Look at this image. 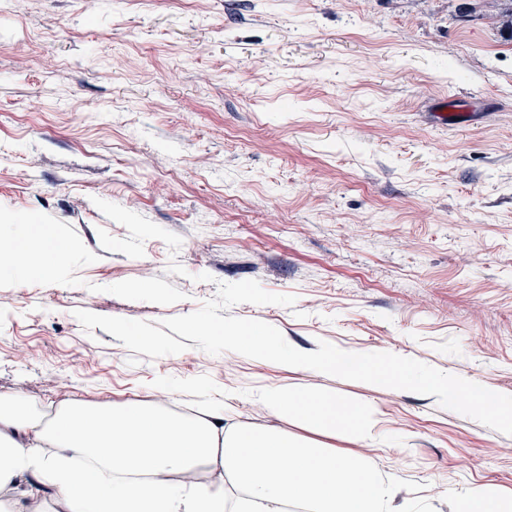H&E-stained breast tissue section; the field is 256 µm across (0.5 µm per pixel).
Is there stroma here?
<instances>
[{"mask_svg":"<svg viewBox=\"0 0 512 512\" xmlns=\"http://www.w3.org/2000/svg\"><path fill=\"white\" fill-rule=\"evenodd\" d=\"M507 0H0V212L76 244L68 275L0 276V393L308 431L257 400L320 387L373 408L366 457L428 512L512 493V435L435 397L197 348L128 350L76 310L158 324L221 283L302 352H390L512 395ZM479 97L474 123L434 100ZM185 275L170 274L171 262ZM210 274L207 282L199 274ZM473 111L457 99L444 97L436 103L435 112L432 114V123L442 128L467 125L478 113Z\"/></svg>","mask_w":512,"mask_h":512,"instance_id":"1","label":"stroma"}]
</instances>
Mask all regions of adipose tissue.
Here are the masks:
<instances>
[{
	"instance_id": "adipose-tissue-1",
	"label": "adipose tissue",
	"mask_w": 512,
	"mask_h": 512,
	"mask_svg": "<svg viewBox=\"0 0 512 512\" xmlns=\"http://www.w3.org/2000/svg\"><path fill=\"white\" fill-rule=\"evenodd\" d=\"M0 276L29 284L38 263L64 274L73 242L51 224L8 220ZM261 405L306 429L374 442L377 421L331 393L262 387ZM394 483L361 455L246 425L224 410L189 418L139 403L109 410L73 401L42 422L36 404L0 393V512H411Z\"/></svg>"
}]
</instances>
